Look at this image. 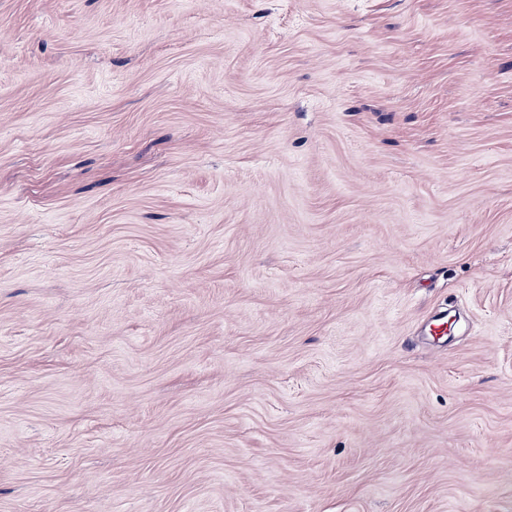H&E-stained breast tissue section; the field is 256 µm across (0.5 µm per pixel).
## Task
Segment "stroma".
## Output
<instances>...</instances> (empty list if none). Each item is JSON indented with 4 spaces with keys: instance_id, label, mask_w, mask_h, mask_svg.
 Returning <instances> with one entry per match:
<instances>
[{
    "instance_id": "1",
    "label": "stroma",
    "mask_w": 512,
    "mask_h": 512,
    "mask_svg": "<svg viewBox=\"0 0 512 512\" xmlns=\"http://www.w3.org/2000/svg\"><path fill=\"white\" fill-rule=\"evenodd\" d=\"M0 512H512V0H0Z\"/></svg>"
}]
</instances>
